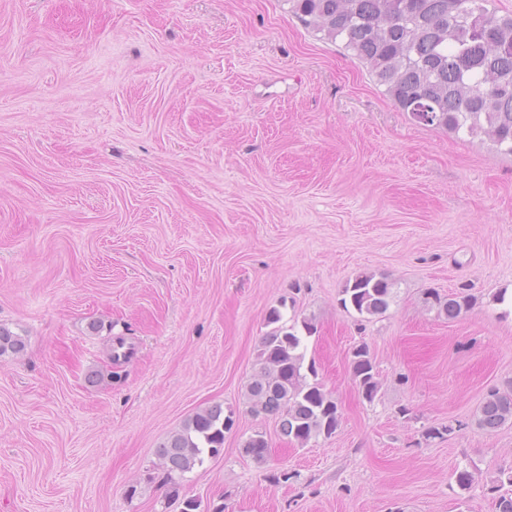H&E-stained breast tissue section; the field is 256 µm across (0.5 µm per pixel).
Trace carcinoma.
Segmentation results:
<instances>
[{"label":"carcinoma","mask_w":512,"mask_h":512,"mask_svg":"<svg viewBox=\"0 0 512 512\" xmlns=\"http://www.w3.org/2000/svg\"><path fill=\"white\" fill-rule=\"evenodd\" d=\"M305 27L340 41L365 64L385 93L419 124L459 137H485L512 155V14L499 15L491 0H286ZM343 307L360 316L385 314L394 302L393 283L363 272L342 290ZM437 313L454 321L474 304L463 292L443 297L427 293ZM258 353L259 369L247 385L250 413L276 416L288 441L303 447L336 433L338 401L305 363V340L316 332L313 320L289 322L272 309ZM25 339L0 325V357L18 355ZM352 380L372 402L380 382L367 344L351 352ZM512 423V380L490 389L476 415L478 427L493 432ZM234 411L217 404L196 412L158 448L162 483L173 495L185 475L224 450ZM241 453L257 464L267 461L269 443L255 432ZM495 512H512V469L490 480ZM510 489H504V486Z\"/></svg>","instance_id":"carcinoma-1"}]
</instances>
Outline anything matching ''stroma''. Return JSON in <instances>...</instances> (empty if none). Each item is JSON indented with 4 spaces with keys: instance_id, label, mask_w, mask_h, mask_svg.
Masks as SVG:
<instances>
[{
    "instance_id": "1",
    "label": "stroma",
    "mask_w": 512,
    "mask_h": 512,
    "mask_svg": "<svg viewBox=\"0 0 512 512\" xmlns=\"http://www.w3.org/2000/svg\"><path fill=\"white\" fill-rule=\"evenodd\" d=\"M361 272L393 282L384 315L342 307ZM464 288L455 321L425 301ZM273 308L317 327L331 438L249 412ZM0 325L26 341L0 358V512H495L512 424L474 413L512 379V156L414 122L286 0H0ZM215 404L224 452L170 498L156 450ZM350 368L352 380L359 395L371 403L380 389V382L374 369V364L367 344L355 346L351 352ZM241 453L257 464H263L267 461L269 454V443L263 432H255L249 436L240 448Z\"/></svg>"
}]
</instances>
